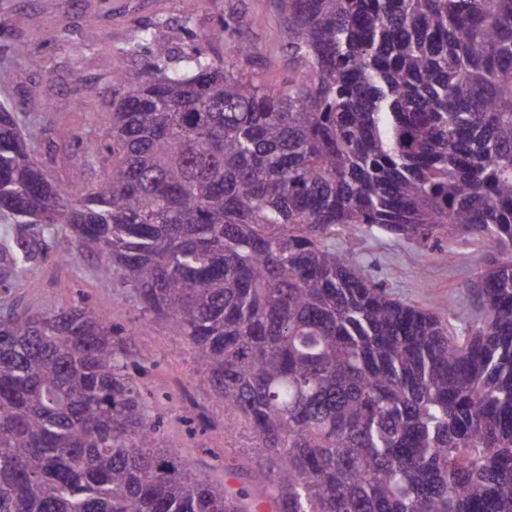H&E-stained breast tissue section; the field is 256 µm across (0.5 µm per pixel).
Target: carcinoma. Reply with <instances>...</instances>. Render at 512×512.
I'll list each match as a JSON object with an SVG mask.
<instances>
[{"instance_id": "cac0c4a2", "label": "carcinoma", "mask_w": 512, "mask_h": 512, "mask_svg": "<svg viewBox=\"0 0 512 512\" xmlns=\"http://www.w3.org/2000/svg\"><path fill=\"white\" fill-rule=\"evenodd\" d=\"M279 91L140 29L83 196L0 104V219L71 236L183 337L274 512H512V0H273ZM367 227L496 254L454 329L336 246ZM36 241L0 239L22 268ZM91 306L0 311V512H250L149 421Z\"/></svg>"}]
</instances>
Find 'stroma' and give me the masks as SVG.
Segmentation results:
<instances>
[{"label":"stroma","instance_id":"1","mask_svg":"<svg viewBox=\"0 0 512 512\" xmlns=\"http://www.w3.org/2000/svg\"><path fill=\"white\" fill-rule=\"evenodd\" d=\"M24 25H17V16ZM230 33L220 34L224 21ZM162 25L176 53L199 49L241 67L264 87L284 90L298 73L288 58V33L271 0H0V102L13 106L26 137L48 175L83 194L99 178L97 165L75 171L78 145L97 148L111 121L112 75L117 65H140L129 48L137 31ZM23 42L27 56L11 47ZM251 54L240 59V46ZM43 69L29 66L28 55ZM352 248L373 280L384 282L401 301L432 309L439 317L476 311L472 285L492 250L481 241L462 242L458 261L446 263L422 243L377 230H361ZM70 246L64 235L43 236L26 270L0 254V309L56 310L81 302L94 306L110 326L127 330V353L150 371L136 383L161 420L169 444L178 448L207 481L247 491L266 504L250 478L252 438L247 426H224V401L197 373L183 338L161 322L146 323L140 306L116 280L102 278L99 258L88 252L75 263L61 261Z\"/></svg>","mask_w":512,"mask_h":512}]
</instances>
